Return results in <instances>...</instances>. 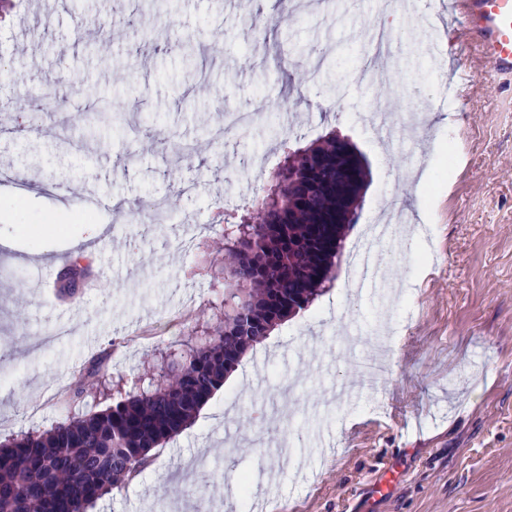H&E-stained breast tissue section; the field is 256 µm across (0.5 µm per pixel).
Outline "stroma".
Masks as SVG:
<instances>
[{
    "instance_id": "1",
    "label": "stroma",
    "mask_w": 512,
    "mask_h": 512,
    "mask_svg": "<svg viewBox=\"0 0 512 512\" xmlns=\"http://www.w3.org/2000/svg\"><path fill=\"white\" fill-rule=\"evenodd\" d=\"M36 11L0 0V442L140 392L214 333L213 205L252 216L235 199L244 159H264L261 197L288 152L333 135L368 172L343 251L386 199L415 225L381 246L393 288L357 294L337 260L313 303L89 512H195L201 494L216 512H512V77L459 87L420 0H285L260 26L236 0H63L32 29ZM372 14L400 38L383 76L356 88ZM260 98L271 115L221 139L225 113ZM101 111L121 119L88 136L84 114ZM90 194L125 207L87 209ZM157 198L177 202L162 234L143 208ZM87 244L85 288L58 297L57 256ZM374 354L384 370L370 386L360 367ZM396 461L399 481L372 497ZM239 475L252 490L227 500Z\"/></svg>"
}]
</instances>
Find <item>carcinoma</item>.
Here are the masks:
<instances>
[{"instance_id":"1","label":"carcinoma","mask_w":512,"mask_h":512,"mask_svg":"<svg viewBox=\"0 0 512 512\" xmlns=\"http://www.w3.org/2000/svg\"><path fill=\"white\" fill-rule=\"evenodd\" d=\"M348 142L330 137L288 154L279 182L250 219L224 212V326L191 348L162 382L45 431L0 443V512H86L139 473L149 452L185 429L243 352L308 306L329 278L350 212L336 223V190L367 176Z\"/></svg>"}]
</instances>
